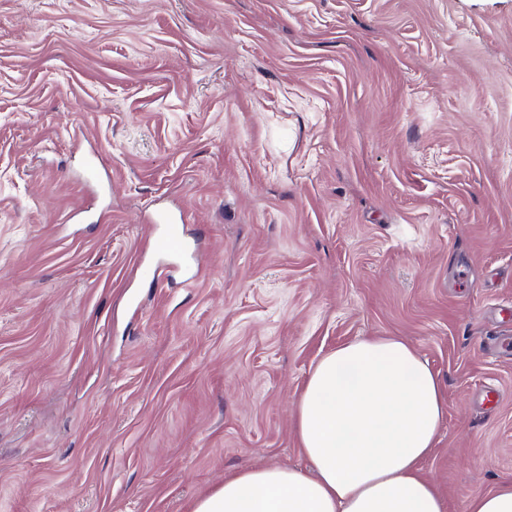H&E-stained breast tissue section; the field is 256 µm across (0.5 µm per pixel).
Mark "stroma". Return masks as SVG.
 Returning <instances> with one entry per match:
<instances>
[{
	"instance_id": "1",
	"label": "stroma",
	"mask_w": 512,
	"mask_h": 512,
	"mask_svg": "<svg viewBox=\"0 0 512 512\" xmlns=\"http://www.w3.org/2000/svg\"><path fill=\"white\" fill-rule=\"evenodd\" d=\"M370 336L441 380L449 512L512 477V0H0V512L304 465ZM160 248L173 257H182L185 254L183 221H167L164 226Z\"/></svg>"
}]
</instances>
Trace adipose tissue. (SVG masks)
<instances>
[{
    "instance_id": "obj_1",
    "label": "adipose tissue",
    "mask_w": 512,
    "mask_h": 512,
    "mask_svg": "<svg viewBox=\"0 0 512 512\" xmlns=\"http://www.w3.org/2000/svg\"><path fill=\"white\" fill-rule=\"evenodd\" d=\"M445 408L438 375L406 340L340 345L316 361L295 401L307 468L238 471L191 512H447L422 472Z\"/></svg>"
}]
</instances>
